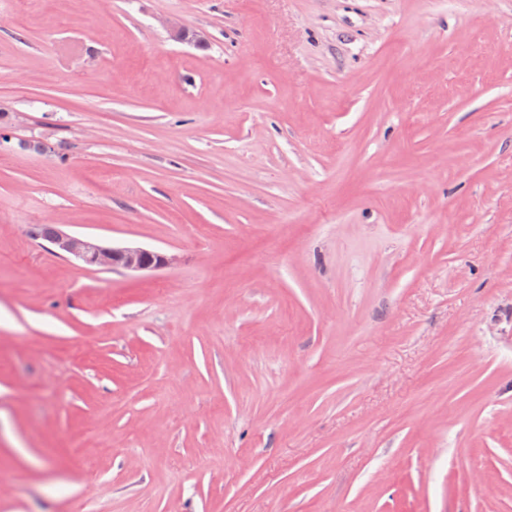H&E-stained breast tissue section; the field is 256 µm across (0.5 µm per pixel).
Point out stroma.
I'll return each mask as SVG.
<instances>
[{"mask_svg":"<svg viewBox=\"0 0 512 512\" xmlns=\"http://www.w3.org/2000/svg\"><path fill=\"white\" fill-rule=\"evenodd\" d=\"M1 126L0 512H512V0H0ZM51 251L102 270L122 269L133 273L153 272L176 263V255L137 245L109 246L96 239L64 232L58 227L50 240Z\"/></svg>","mask_w":512,"mask_h":512,"instance_id":"35a3bbf8","label":"stroma"}]
</instances>
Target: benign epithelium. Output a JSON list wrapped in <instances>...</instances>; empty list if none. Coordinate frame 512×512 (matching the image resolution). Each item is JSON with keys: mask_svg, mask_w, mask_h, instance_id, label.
Listing matches in <instances>:
<instances>
[{"mask_svg": "<svg viewBox=\"0 0 512 512\" xmlns=\"http://www.w3.org/2000/svg\"><path fill=\"white\" fill-rule=\"evenodd\" d=\"M52 252L102 270L122 269L133 273L153 272L176 263L173 254L137 245L109 246L96 239L77 236L57 228L50 240Z\"/></svg>", "mask_w": 512, "mask_h": 512, "instance_id": "7a95c632", "label": "benign epithelium"}]
</instances>
